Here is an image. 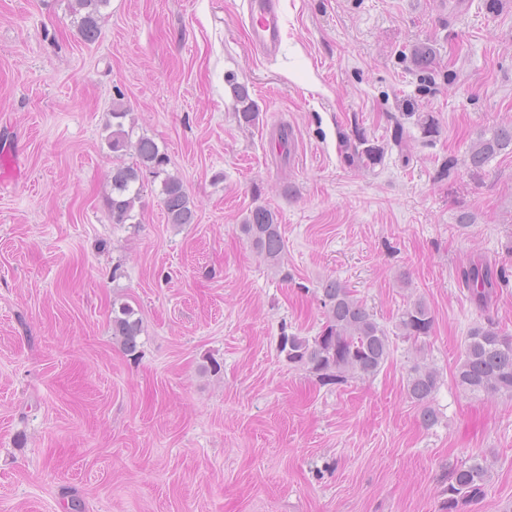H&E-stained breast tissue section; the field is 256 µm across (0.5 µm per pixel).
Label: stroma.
Here are the masks:
<instances>
[{
  "label": "stroma",
  "mask_w": 512,
  "mask_h": 512,
  "mask_svg": "<svg viewBox=\"0 0 512 512\" xmlns=\"http://www.w3.org/2000/svg\"><path fill=\"white\" fill-rule=\"evenodd\" d=\"M71 4L0 0V156L14 159L0 189V512H446L448 471L474 456L493 468L467 512H502L512 398L471 395L455 373L475 322L512 334V153L466 165L480 132L512 124V0H280L270 60L242 0H110L92 43ZM423 45L428 72L410 62ZM118 102L167 154L194 223L168 224L149 176L139 223L112 222ZM284 126L290 159L274 149ZM358 129L385 144L381 164L344 166L338 134ZM258 205L278 217L291 281L240 231ZM474 260L504 273L483 311L459 279ZM330 278L390 331L423 300L430 336H394L374 377L320 385L277 339L319 331ZM116 303L142 322L138 357L112 337ZM422 360L440 373L429 427L405 392ZM233 95L239 121L246 125H252L258 116V112H256L257 107L250 98L248 89L245 85L235 84L233 85Z\"/></svg>",
  "instance_id": "1"
}]
</instances>
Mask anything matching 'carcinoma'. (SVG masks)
I'll return each mask as SVG.
<instances>
[{
	"label": "carcinoma",
	"mask_w": 512,
	"mask_h": 512,
	"mask_svg": "<svg viewBox=\"0 0 512 512\" xmlns=\"http://www.w3.org/2000/svg\"><path fill=\"white\" fill-rule=\"evenodd\" d=\"M108 3L109 0H74L72 14L84 41L98 38L101 10ZM233 95L239 121L253 124L258 112L246 86L233 85ZM129 116L130 112L119 103L112 110V123L106 126L110 151L118 158L130 150L135 156V162L130 165L120 163L112 167L111 191L106 198L112 223H136L135 206L146 172L161 179L160 195L167 223L178 226L194 223V204L182 180L166 170L167 155L150 137L143 135L132 140L134 121L128 120ZM417 126L423 137L430 140L439 134L438 124L430 114L418 115ZM338 139L340 156L350 168H373L384 158V146L370 140L359 129L352 134L340 131ZM509 150H512V124L488 129L469 149V168L479 172L496 155ZM240 229L267 266L288 279L283 263L285 243L275 212L256 206ZM502 278V272L483 263H473L461 272L462 284L479 309L492 300ZM320 304L324 316L320 331L314 336H301L282 327L277 344L279 354L289 364L312 374L323 386H342L353 377L377 375L391 354L387 329L351 289L336 279L322 285ZM433 323L428 306L416 300L401 312L396 329L404 340L416 344L430 335ZM141 331V323L129 307L121 305L112 309V336L127 354H135ZM455 377L458 386L473 395L512 397V336L489 318L474 323L465 337ZM438 385L439 373L431 365L422 362L410 368L406 395L420 407V418L426 426L436 421L430 401ZM491 471V463L484 458L454 467L448 477V512H464V507L481 498Z\"/></svg>",
	"instance_id": "obj_1"
}]
</instances>
